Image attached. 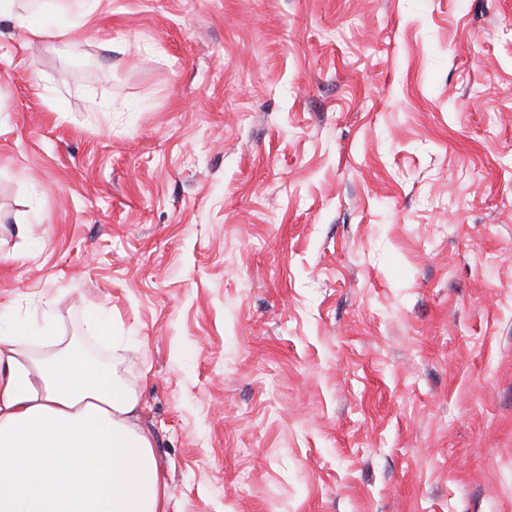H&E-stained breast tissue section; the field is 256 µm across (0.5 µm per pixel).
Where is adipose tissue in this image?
I'll use <instances>...</instances> for the list:
<instances>
[{
	"instance_id": "adipose-tissue-1",
	"label": "adipose tissue",
	"mask_w": 512,
	"mask_h": 512,
	"mask_svg": "<svg viewBox=\"0 0 512 512\" xmlns=\"http://www.w3.org/2000/svg\"><path fill=\"white\" fill-rule=\"evenodd\" d=\"M0 306V512H168L141 391Z\"/></svg>"
}]
</instances>
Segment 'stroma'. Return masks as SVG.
Masks as SVG:
<instances>
[{"label": "stroma", "instance_id": "obj_1", "mask_svg": "<svg viewBox=\"0 0 512 512\" xmlns=\"http://www.w3.org/2000/svg\"><path fill=\"white\" fill-rule=\"evenodd\" d=\"M0 21V305L120 341L169 512H512V0Z\"/></svg>", "mask_w": 512, "mask_h": 512}]
</instances>
